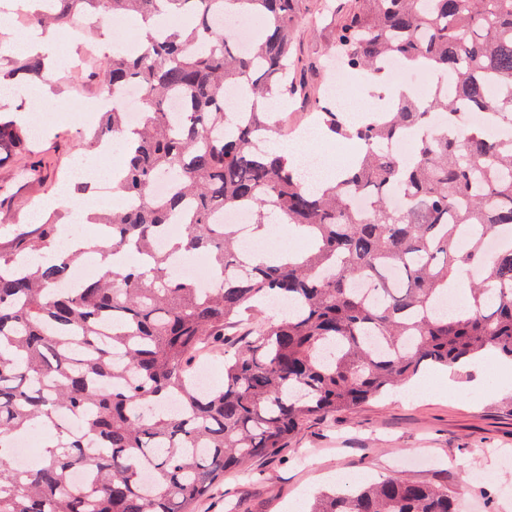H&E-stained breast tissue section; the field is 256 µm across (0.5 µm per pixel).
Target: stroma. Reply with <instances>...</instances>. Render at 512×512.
Returning <instances> with one entry per match:
<instances>
[{"mask_svg":"<svg viewBox=\"0 0 512 512\" xmlns=\"http://www.w3.org/2000/svg\"><path fill=\"white\" fill-rule=\"evenodd\" d=\"M353 0H303L304 20L294 33L299 67L310 93L323 95L336 70L328 51L336 24L332 8ZM93 23L77 45L61 44L62 63L43 76L51 98L31 90L7 99V109L24 105L44 115L32 155L0 162V252L15 248L11 226L23 225L37 238L46 220L69 223L70 211H40L57 192V179L75 162L100 167L85 144L98 126L102 83L93 75L102 59ZM81 56L72 71L67 56ZM369 480L405 475L449 489L457 512H512V371L498 354L458 368L452 386L424 395L401 386L360 408L304 421L277 456L260 459L250 474L229 472L194 506V512H293L336 487V475Z\"/></svg>","mask_w":512,"mask_h":512,"instance_id":"stroma-1","label":"stroma"}]
</instances>
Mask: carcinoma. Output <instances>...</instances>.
<instances>
[{
	"mask_svg": "<svg viewBox=\"0 0 512 512\" xmlns=\"http://www.w3.org/2000/svg\"><path fill=\"white\" fill-rule=\"evenodd\" d=\"M302 2L51 0L25 14L33 25L98 13L160 22L136 51L114 47L102 60L112 93L143 88L141 121L113 108L88 145L124 138L125 204L98 224L143 271L62 287L82 251L56 252L54 224L0 253V512H191L224 472L278 455L308 418L356 409L429 365L489 351L512 360V133L487 134L512 129V0H354L333 38L346 66L388 77L394 58L435 84L359 126L320 109L321 126L360 151L352 173L314 193L267 149L275 113L224 110L228 85L270 103L302 93L292 70ZM220 11L257 20L249 53L215 28ZM41 76L24 56L3 84ZM175 98L184 108L174 123ZM464 112L482 123L461 127ZM408 138L410 155L390 152ZM31 143L29 124L0 111V161ZM160 176L169 191L156 198ZM355 194L370 208L353 207ZM239 207L253 234L295 224L307 248L286 260L242 252L232 226L215 223ZM176 225L179 243L155 249ZM181 250L219 263L215 287L174 276ZM457 260L482 276L465 285L471 308L443 309L461 285L450 278ZM271 297L292 308L263 322L257 304ZM229 328L240 344L226 342ZM210 348L223 351L224 385L202 391L190 371ZM42 428L57 444L15 466L12 443ZM76 472L86 480L72 482ZM311 512L454 507L448 490L395 476L335 489Z\"/></svg>",
	"mask_w": 512,
	"mask_h": 512,
	"instance_id": "1",
	"label": "carcinoma"
}]
</instances>
